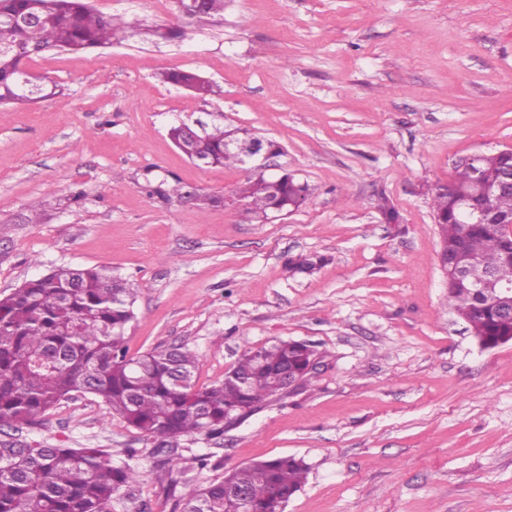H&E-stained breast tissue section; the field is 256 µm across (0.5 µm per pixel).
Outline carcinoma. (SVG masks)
I'll list each match as a JSON object with an SVG mask.
<instances>
[{"instance_id": "cac0c4a2", "label": "carcinoma", "mask_w": 512, "mask_h": 512, "mask_svg": "<svg viewBox=\"0 0 512 512\" xmlns=\"http://www.w3.org/2000/svg\"><path fill=\"white\" fill-rule=\"evenodd\" d=\"M188 18L219 17L224 0H175ZM117 25L97 11L90 0H0V104L28 105L60 93V85L29 75L22 84L24 63L50 50L86 52L112 44ZM163 80L193 90L211 91L210 82L195 71L171 70ZM238 131L214 126L189 147L212 165H244L240 155L224 149ZM512 155L484 154L455 168L452 185L470 187L480 178L496 181L508 172ZM152 196H180L179 183L147 182ZM238 197L263 218L278 208L288 211L306 200V187L285 176L277 185L263 175L247 177ZM432 205L441 239L440 250L462 251L476 259L470 277L512 274L505 268L512 246L497 224H460L455 199L439 186ZM481 207L495 217L512 215V190L485 197ZM136 289L98 267H58L25 281L0 296V425H35L72 393L89 394L109 413L162 446L158 465L171 467L178 440L205 434L220 437L228 418L252 415L272 397L285 393L279 369L299 368L316 354L314 346L280 340L250 350L234 367L236 374L218 384L200 387L197 357L182 346L127 355L125 329L134 318ZM448 305L468 321L484 347L512 337V321L492 297L478 299L464 284L448 289ZM118 464L109 448H59L3 441L0 443V512H111L112 498L122 488L135 489L144 473L131 464L136 450H125ZM307 478V466L294 456L254 462L223 473L206 484L183 474L171 480L173 512H284L288 500ZM246 491L240 504L230 490Z\"/></svg>"}]
</instances>
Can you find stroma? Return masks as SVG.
<instances>
[{
    "label": "stroma",
    "instance_id": "stroma-1",
    "mask_svg": "<svg viewBox=\"0 0 512 512\" xmlns=\"http://www.w3.org/2000/svg\"><path fill=\"white\" fill-rule=\"evenodd\" d=\"M92 3L127 32L33 59L62 94L0 105V295L56 266L107 268L137 290L128 355L185 347L202 387L246 351L313 343L309 385L222 437L181 439L195 483L218 476L198 454L228 470L288 455L309 472L285 512H512V341L482 347L449 308L431 201L465 157L512 149V0H224L219 20L174 0ZM172 69L211 94L164 82ZM197 121L278 143L274 172L306 203L267 221L229 204L248 170L195 165L168 136ZM162 180L225 203L149 195ZM5 439L118 462L136 449L149 477L112 512H171L158 438L92 396L0 425ZM162 78L166 82L184 87L185 89H193V92L197 95H207L211 91L210 82L206 81L195 71L171 70L163 73Z\"/></svg>",
    "mask_w": 512,
    "mask_h": 512
}]
</instances>
